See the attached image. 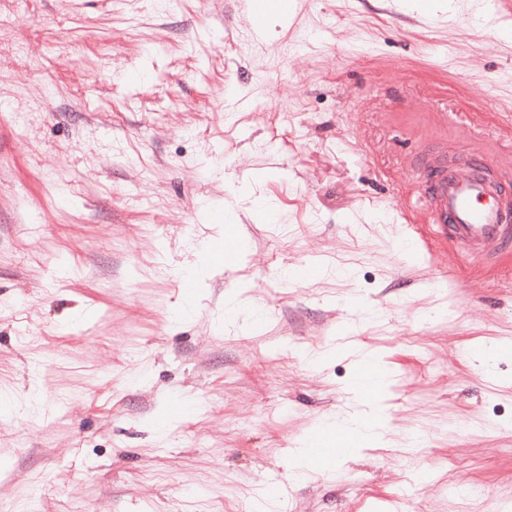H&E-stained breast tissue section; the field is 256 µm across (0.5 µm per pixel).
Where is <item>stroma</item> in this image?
Wrapping results in <instances>:
<instances>
[{
    "instance_id": "35a3bbf8",
    "label": "stroma",
    "mask_w": 512,
    "mask_h": 512,
    "mask_svg": "<svg viewBox=\"0 0 512 512\" xmlns=\"http://www.w3.org/2000/svg\"><path fill=\"white\" fill-rule=\"evenodd\" d=\"M295 2L0 0V512L512 506V253L423 203L512 181V0ZM360 351L389 442L300 471Z\"/></svg>"
}]
</instances>
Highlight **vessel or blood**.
I'll return each mask as SVG.
<instances>
[{"mask_svg": "<svg viewBox=\"0 0 512 512\" xmlns=\"http://www.w3.org/2000/svg\"><path fill=\"white\" fill-rule=\"evenodd\" d=\"M432 199L466 258L475 259L495 246L512 244V217L506 204L474 165L462 163L441 175Z\"/></svg>", "mask_w": 512, "mask_h": 512, "instance_id": "obj_1", "label": "vessel or blood"}]
</instances>
